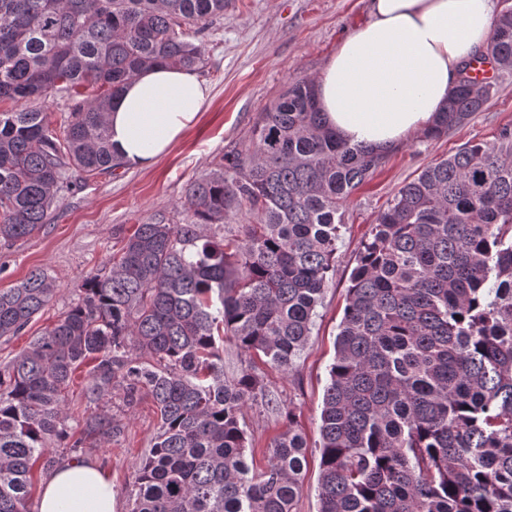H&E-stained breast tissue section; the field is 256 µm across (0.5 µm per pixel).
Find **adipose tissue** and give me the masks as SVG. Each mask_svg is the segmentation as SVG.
<instances>
[{
    "mask_svg": "<svg viewBox=\"0 0 512 512\" xmlns=\"http://www.w3.org/2000/svg\"><path fill=\"white\" fill-rule=\"evenodd\" d=\"M496 0H372L371 21L351 32L318 81L327 125L349 144L390 150L434 121L461 62L482 49ZM209 96L195 72L159 65L128 80L107 114L112 146L128 165L168 152ZM112 478L71 459L44 479L35 512H114Z\"/></svg>",
    "mask_w": 512,
    "mask_h": 512,
    "instance_id": "adipose-tissue-1",
    "label": "adipose tissue"
}]
</instances>
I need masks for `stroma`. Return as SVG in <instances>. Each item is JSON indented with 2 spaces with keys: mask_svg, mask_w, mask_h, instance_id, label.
<instances>
[{
  "mask_svg": "<svg viewBox=\"0 0 512 512\" xmlns=\"http://www.w3.org/2000/svg\"><path fill=\"white\" fill-rule=\"evenodd\" d=\"M371 19L370 0H235L206 32L205 63L198 76L211 88L197 121L167 155L148 167L129 165L78 182L62 192L48 221L31 237L0 245V289L15 286L31 271L47 270L56 292L22 335L0 339L7 363L79 299V287L107 264L114 247L137 225L165 215L183 224L187 183L212 170L225 152L244 141L257 112L295 76L320 77L328 59L351 31ZM498 89L481 112L437 139L408 136L385 165L343 207L335 270L324 290L305 350L285 372L224 342V375L253 368L280 408L292 411L307 438V467L294 512H318L320 412L334 340L360 244L398 189L429 163L468 142H495L512 129V72L500 74ZM109 410L122 428L112 443L84 449L83 458L102 463L112 476L115 512H129L127 488L141 457L151 448L158 416L150 399L127 405L116 390ZM278 410L257 401L243 410L248 446L264 465L274 436L283 429Z\"/></svg>",
  "mask_w": 512,
  "mask_h": 512,
  "instance_id": "obj_1",
  "label": "stroma"
}]
</instances>
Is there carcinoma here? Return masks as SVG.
Instances as JSON below:
<instances>
[{"label": "carcinoma", "instance_id": "obj_1", "mask_svg": "<svg viewBox=\"0 0 512 512\" xmlns=\"http://www.w3.org/2000/svg\"><path fill=\"white\" fill-rule=\"evenodd\" d=\"M231 0H0V243L32 236L68 172L121 162L106 113L122 84L165 65L197 70L202 41ZM512 71V9L424 137L481 111ZM104 89L89 98L83 90ZM317 82L294 77L224 163L191 181L187 222L139 224L80 300L0 369V512H26L52 441L77 452L121 433L107 403L150 398L159 431L128 490L130 512H293L306 439L291 411L254 468L240 423L258 375L224 379V337L289 371L334 270L342 208L388 154L328 127ZM72 100L58 132L27 105ZM246 224L224 222L230 213ZM56 291L44 271L0 290V338L17 336ZM89 366L80 436L66 392ZM318 512H512V132L467 142L424 167L362 243L320 414Z\"/></svg>", "mask_w": 512, "mask_h": 512}]
</instances>
